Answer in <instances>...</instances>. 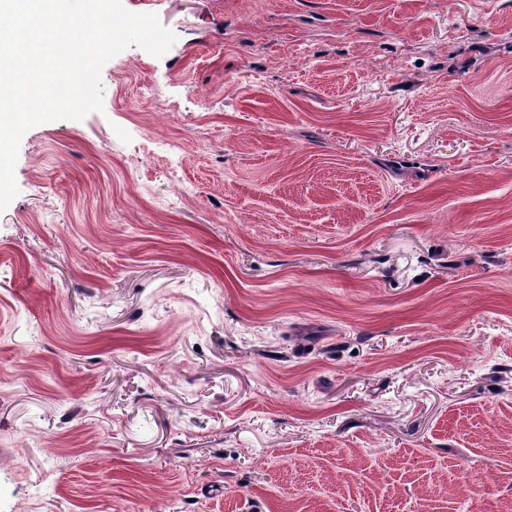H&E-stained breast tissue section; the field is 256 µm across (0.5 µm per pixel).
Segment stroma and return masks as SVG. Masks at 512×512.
Instances as JSON below:
<instances>
[{"label":"stroma","instance_id":"stroma-1","mask_svg":"<svg viewBox=\"0 0 512 512\" xmlns=\"http://www.w3.org/2000/svg\"><path fill=\"white\" fill-rule=\"evenodd\" d=\"M122 4L0 212V512H512V0Z\"/></svg>","mask_w":512,"mask_h":512}]
</instances>
